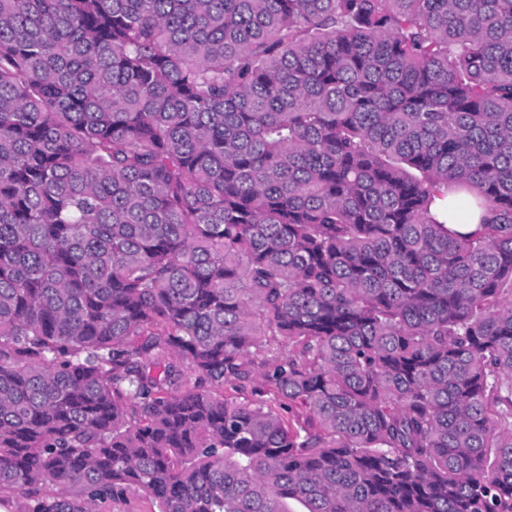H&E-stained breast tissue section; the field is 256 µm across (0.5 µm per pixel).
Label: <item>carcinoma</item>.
Returning <instances> with one entry per match:
<instances>
[{
    "label": "carcinoma",
    "instance_id": "cac0c4a2",
    "mask_svg": "<svg viewBox=\"0 0 512 512\" xmlns=\"http://www.w3.org/2000/svg\"><path fill=\"white\" fill-rule=\"evenodd\" d=\"M132 488L512 512V0H0V494Z\"/></svg>",
    "mask_w": 512,
    "mask_h": 512
}]
</instances>
